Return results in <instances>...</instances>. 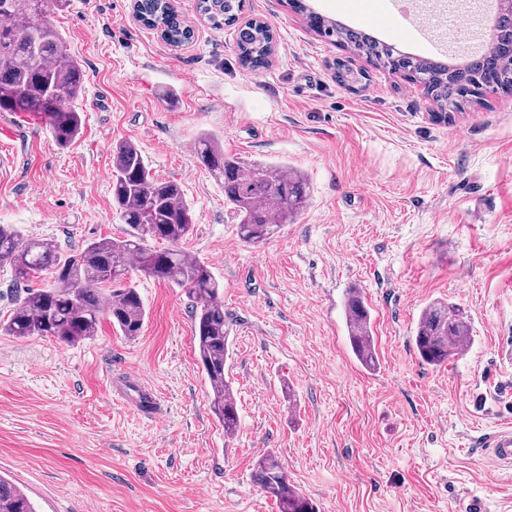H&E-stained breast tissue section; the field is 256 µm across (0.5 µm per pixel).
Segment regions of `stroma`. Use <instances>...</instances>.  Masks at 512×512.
Masks as SVG:
<instances>
[{
    "label": "stroma",
    "mask_w": 512,
    "mask_h": 512,
    "mask_svg": "<svg viewBox=\"0 0 512 512\" xmlns=\"http://www.w3.org/2000/svg\"><path fill=\"white\" fill-rule=\"evenodd\" d=\"M174 5L195 27L180 48L136 21L132 0L49 10L86 70L83 127L62 149L38 115L0 112V224L69 254L122 236L112 148L134 141L152 176L180 183L195 222L184 248L224 285L240 427L225 436L210 411L191 298L134 271L147 310L136 339L106 320L75 346L0 334V472L40 512H277L250 477L271 452L320 512H512V470L481 446L512 425L500 357L512 340V93L437 122L423 86L324 41L288 0H246L244 19L276 34L257 73L233 29L201 20L197 0ZM205 132L244 163L306 176V208L264 246L239 238L199 161ZM352 288L370 309L372 372L348 340ZM436 299L460 306L474 336L441 367L413 341ZM130 370L161 415L117 402Z\"/></svg>",
    "instance_id": "1"
}]
</instances>
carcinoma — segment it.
<instances>
[{
    "mask_svg": "<svg viewBox=\"0 0 512 512\" xmlns=\"http://www.w3.org/2000/svg\"><path fill=\"white\" fill-rule=\"evenodd\" d=\"M67 0H0V112H32L61 148L75 142L82 117L70 102L83 92L86 75L58 31L36 21L49 8ZM307 15L318 34L373 64L401 72L421 83L443 112H456L487 89L512 92V19L498 26L497 44L469 62L442 64L400 53L375 36L333 22L310 10L305 0H290ZM245 0H198L197 10L216 28L235 27L240 64L260 71L269 66L274 36L259 20L240 22ZM141 23L164 33L163 41L190 40L189 29L172 0H139ZM197 155L221 182L224 204L237 220L240 238L260 247L306 207L302 175L286 163L244 165L224 155L216 140L203 137ZM112 207L129 230L125 236L88 242L75 254H63L41 239H25L12 224H0V262L11 266L19 281L49 272L45 288H26L0 332L8 336L52 337L75 345L96 336L107 319L130 340L141 334L144 301L129 271L182 288L193 298L194 340L202 373L210 385V410L234 434L240 425L232 387L225 376L229 331L224 320V289L211 267L178 248L193 230L190 203L176 181L150 175L138 145L122 140L112 149ZM164 242L157 249L150 242ZM346 325L354 357L367 370L378 365L370 312L359 291L346 299ZM420 360L433 367L448 363L471 341L466 316L455 304L434 301L422 310L414 329ZM253 481L277 505L278 512H317L310 498L288 481L278 459L261 456L253 465ZM0 512H38L16 482L0 475Z\"/></svg>",
    "mask_w": 512,
    "mask_h": 512,
    "instance_id": "1",
    "label": "carcinoma"
}]
</instances>
